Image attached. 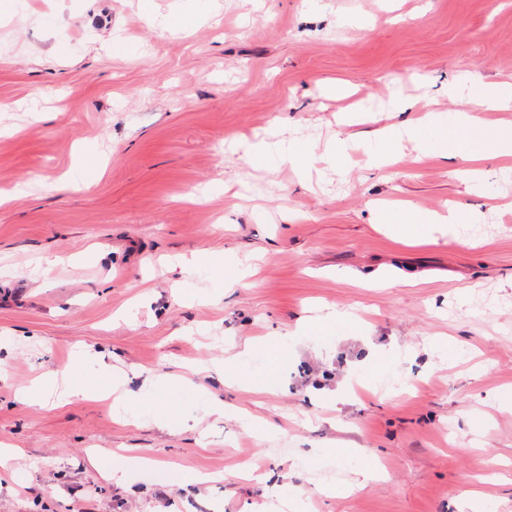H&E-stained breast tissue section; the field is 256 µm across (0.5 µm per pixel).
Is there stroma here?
<instances>
[{"label":"stroma","mask_w":512,"mask_h":512,"mask_svg":"<svg viewBox=\"0 0 512 512\" xmlns=\"http://www.w3.org/2000/svg\"><path fill=\"white\" fill-rule=\"evenodd\" d=\"M138 3L0 10V512H254L272 484L305 512H458L471 491L512 512V169L372 166L378 130L414 118L392 97L448 116L461 75L512 78V0H153L193 15L176 32ZM259 134L306 141L308 175L249 162ZM398 200L473 221L403 241L373 211ZM320 308L358 332L319 334ZM122 372V400L19 395ZM116 455L150 463L114 477Z\"/></svg>","instance_id":"35a3bbf8"}]
</instances>
